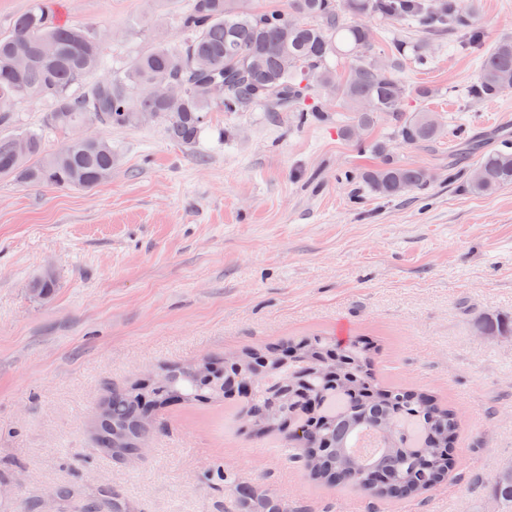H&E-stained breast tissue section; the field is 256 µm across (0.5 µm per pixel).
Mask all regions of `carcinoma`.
<instances>
[{
    "label": "carcinoma",
    "mask_w": 512,
    "mask_h": 512,
    "mask_svg": "<svg viewBox=\"0 0 512 512\" xmlns=\"http://www.w3.org/2000/svg\"><path fill=\"white\" fill-rule=\"evenodd\" d=\"M175 5L185 38L157 42L127 61L106 66L108 36L64 23L50 0H31L11 31L0 33V127L15 124L14 107L25 100L48 103L43 128L0 135V176L20 183L92 189L112 177L116 154L102 136L74 137L71 129L137 127L161 121L168 138L192 146L210 112H246L257 105L291 112H319V89L336 92L350 105L346 133L361 139L378 116L391 117L406 144L434 141L441 126L432 114L403 113L406 89L394 67L373 54L365 16L419 24L437 32L457 30L473 43L480 29L468 0H288L285 10L253 13L242 0H188ZM347 59L344 75L329 60ZM260 67L251 71L248 59ZM106 76L90 79L101 68ZM182 85L184 94L161 99L151 84ZM220 84L223 93L210 88ZM512 89V39L494 43L483 55L473 99ZM65 132L54 152L47 134ZM380 197H398L425 184L427 172L389 160L360 174ZM479 193L512 186V146L483 151L470 171ZM55 275L41 273L32 283L46 300ZM488 336L512 334V319L483 314ZM378 343L312 333L283 343L245 348L219 359L204 358L160 368L158 386L139 380L115 390L96 410L91 429L98 450L115 459L139 454L152 433L155 416L173 406H236L250 431L274 434L297 450L295 462L318 484L360 491L376 501L424 497L448 476L460 421L435 394L386 381L376 370ZM204 478L224 484V512H288L260 483L222 464ZM492 512H512V465L500 467L490 482ZM83 512H134L114 497Z\"/></svg>",
    "instance_id": "obj_1"
}]
</instances>
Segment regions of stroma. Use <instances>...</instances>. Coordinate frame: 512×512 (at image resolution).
Masks as SVG:
<instances>
[{"label":"stroma","mask_w":512,"mask_h":512,"mask_svg":"<svg viewBox=\"0 0 512 512\" xmlns=\"http://www.w3.org/2000/svg\"><path fill=\"white\" fill-rule=\"evenodd\" d=\"M54 4L63 20L111 32L112 59L181 35L165 0ZM365 23L377 53L396 38L429 53L424 66L401 59L400 73L405 112L442 122L435 141L404 144L383 115L367 138L385 154L358 150L349 106L324 92L315 118L213 111L192 148L159 122L101 129L117 163L90 190L0 177V512H40L61 488L74 496L57 512L114 495L136 512H224L223 486L201 482L216 463L305 512H484L492 476L512 462V339L479 335L474 319L512 317V187L485 195L467 182L473 141L512 142V89L465 91L486 48L512 37V0H479L475 47ZM386 158L423 168L427 183L384 199L340 178ZM48 267L57 288L42 300L31 282ZM312 332L377 340L379 373L459 412L455 465L430 495L376 504L314 484L293 449L221 406L159 413L144 455L97 450L88 423L112 390Z\"/></svg>","instance_id":"stroma-1"}]
</instances>
